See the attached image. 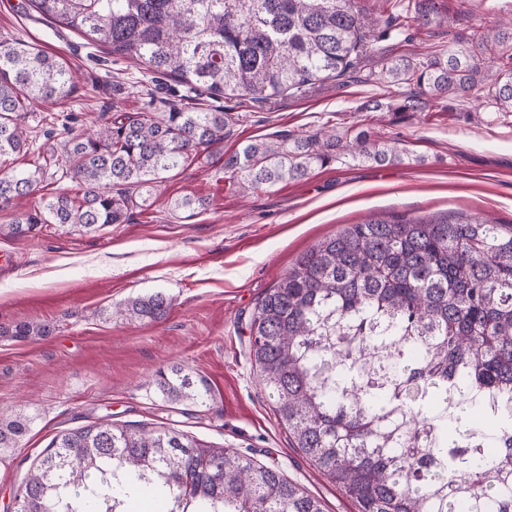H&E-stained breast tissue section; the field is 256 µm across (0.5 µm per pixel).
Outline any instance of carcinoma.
Instances as JSON below:
<instances>
[{"mask_svg":"<svg viewBox=\"0 0 512 512\" xmlns=\"http://www.w3.org/2000/svg\"><path fill=\"white\" fill-rule=\"evenodd\" d=\"M42 18L89 36L119 58L192 93L262 104L338 80L366 52L354 0H28ZM441 24L436 0L395 17ZM420 89L372 112H421L448 99L485 98L512 112V27H477L424 61L398 56L375 72ZM76 75L59 57L0 42V160L30 150V104L69 97ZM228 112L115 113L96 132L67 136L62 176L82 196L58 194L39 213L0 225L21 237L39 224L96 230L124 223L160 175L228 138ZM392 134L352 126L269 135L224 155L243 195L300 181L331 162L401 165ZM51 163L0 169V206L39 191ZM186 194L172 210L203 209ZM162 290L111 305L113 320L160 321ZM249 354L292 447L358 512H512V225L467 214L370 218L327 237L269 289L248 325ZM48 323L3 330L47 336ZM166 400L205 403L210 390L183 368L154 380ZM34 417L0 411V448H16ZM151 496L164 512H324L274 466L174 429L110 422L64 430L39 453L15 496L17 512H130Z\"/></svg>","mask_w":512,"mask_h":512,"instance_id":"carcinoma-1","label":"carcinoma"}]
</instances>
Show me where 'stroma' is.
I'll list each match as a JSON object with an SVG mask.
<instances>
[{
	"label": "stroma",
	"instance_id": "1",
	"mask_svg": "<svg viewBox=\"0 0 512 512\" xmlns=\"http://www.w3.org/2000/svg\"><path fill=\"white\" fill-rule=\"evenodd\" d=\"M371 24L357 73L266 104L214 100L170 90L144 66L112 56L90 38L51 24L25 5L0 0V41L36 45L76 74L71 98L35 106L22 125L35 148L61 153L51 118L77 115L78 130L98 128L113 113L220 107L241 115L208 160L165 174L145 207L127 222L94 232L42 224L24 238L0 236L15 265L0 271V328L49 322L51 335L19 341L0 335V409L34 416L18 447L0 452V512L51 438L103 419L175 428L206 445L224 446L278 466L319 498L324 512H357L355 503L298 449L275 414L248 351L246 325L255 305L297 257L324 237L369 217L463 212L512 224V115L475 101H447L421 112H367L384 94L369 79L380 60L447 48L472 28L512 22V0H437L448 22L386 34L401 0H356ZM325 125L399 133L413 163L377 167L339 162L305 180L245 196L224 178V155L272 133L299 134ZM206 210H170L187 193ZM156 290L173 299L157 322L114 321L113 302ZM178 365L205 378L206 404L172 403L153 384Z\"/></svg>",
	"mask_w": 512,
	"mask_h": 512
}]
</instances>
